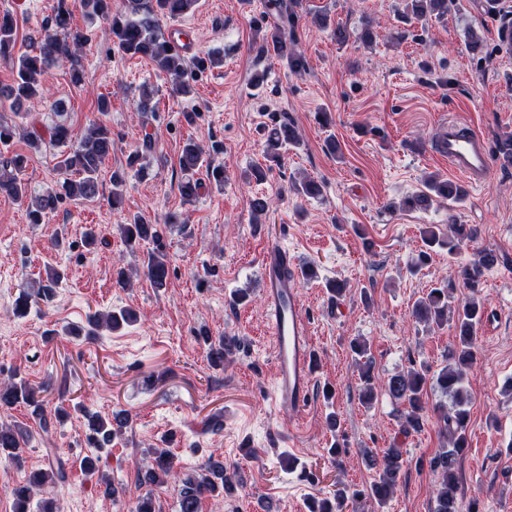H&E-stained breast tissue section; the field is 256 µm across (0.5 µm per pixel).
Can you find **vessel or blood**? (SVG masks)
I'll list each match as a JSON object with an SVG mask.
<instances>
[{
  "instance_id": "b4317fda",
  "label": "vessel or blood",
  "mask_w": 512,
  "mask_h": 512,
  "mask_svg": "<svg viewBox=\"0 0 512 512\" xmlns=\"http://www.w3.org/2000/svg\"><path fill=\"white\" fill-rule=\"evenodd\" d=\"M432 153L447 160L465 185L477 188L491 178L490 147L469 124L441 121L432 133ZM260 262L265 317L276 344L271 404L299 415L308 403L314 372L310 321L298 299L296 258L280 240L271 239Z\"/></svg>"
}]
</instances>
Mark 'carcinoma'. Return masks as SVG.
<instances>
[{
    "instance_id": "obj_1",
    "label": "carcinoma",
    "mask_w": 512,
    "mask_h": 512,
    "mask_svg": "<svg viewBox=\"0 0 512 512\" xmlns=\"http://www.w3.org/2000/svg\"><path fill=\"white\" fill-rule=\"evenodd\" d=\"M132 4L130 12H112V0H79L84 15L89 19L101 18L109 23L113 43L126 55L151 59L157 68L173 76L171 91L187 95L191 88L185 81L187 73L186 58L175 51L171 42L161 37L158 30L161 23L178 19L190 8L195 0H128ZM453 0H402V16L418 21L443 19ZM273 23L259 29L263 46L284 61L294 74L307 70V60L298 50L294 35L288 33L295 27L297 13L288 7L286 0H271ZM71 11L67 0H58L54 16L55 32L48 33L40 40L32 52L13 58L17 22L8 11L0 12V58L13 61L11 84L0 89V108H9L18 115L23 106L32 98L44 94L43 78L48 71L63 60L71 63V78L76 84L83 80L80 60L77 52L87 42L86 35L70 27ZM50 142L66 148L58 167L64 177L34 197L28 207V217L32 224L42 223L44 217L55 211L63 201L69 199H92L99 193V174L105 159L112 151V131L104 124H94L78 141H73L71 131L62 122H55L49 128ZM299 144L296 129L288 123L276 125L268 139L266 153L273 161L279 160V149L285 145ZM28 157L18 154L9 160L12 170H0V195L23 202L30 197L27 184L19 178L26 167ZM204 151L193 141L186 143L179 157V168L183 178L179 183L182 197L193 200L199 190L194 179L196 171L203 166ZM461 196L457 185L436 176L428 177L423 189L405 197L398 207L408 210H428L440 199H456ZM128 251L134 253L137 247L146 243L153 245L144 257V276L155 288H164L170 275V262L160 244V225L142 216H135L120 228ZM470 233L457 224L448 225V237L440 236L434 228L423 230L425 246L448 249V255L457 254L462 240ZM497 261V256L484 252L469 264L462 267L460 276L471 290L466 299L453 302L452 287L444 285L431 289L419 299L412 315L416 322L427 327H441L453 323L456 331L453 343L448 345L446 365L437 372L426 367L399 371L379 383L374 376L371 362L365 359L367 344L356 338L351 343L355 362L360 364L362 382L361 398L369 404L373 401L377 388L384 391L403 406L400 411L401 431L409 433L420 430L428 413L438 415L442 421V431L448 437L446 446L440 448L431 459V467L440 474L441 481L436 489V507L434 512H461L459 503L460 477L459 466L468 448L467 426L469 420V394L465 386L468 372L476 363L475 334L484 315L483 306L477 299V293L486 269ZM60 279L55 272L47 277V283L37 289L35 294L24 293L15 300L13 312L22 316L28 312L35 298L50 297ZM137 321V313L130 308L95 315L88 320L87 336H96L101 328L116 331L125 325ZM208 345L210 361L215 366L224 365L230 355L238 348V341L229 336H221L212 341L211 336L202 337ZM438 391L451 401V406L429 402L428 390ZM34 407V413L42 424H47V416L38 400L33 387L24 380L10 378L0 381V410L8 411L18 404ZM118 423L91 415L88 419L89 439L98 450L112 442L116 435L126 427L128 418L116 417ZM30 433L19 425L0 424V461L21 460L22 449L28 447ZM366 466L375 471L370 484L369 496L378 504H385L395 492L403 468L401 450L389 448L382 455L366 454ZM179 477L174 454L166 448H154L150 451L148 463L138 469L137 486L148 487V491L136 498L132 512H159L153 497L152 487H162ZM65 469L62 463L45 471L29 476L23 484L11 489L14 512H29L28 502L35 490L46 484L64 481ZM238 484L224 476V466L217 461L210 462L199 477L183 481L179 501V512H199L201 496L205 493L222 494L232 497ZM360 496V492L339 489L331 497H316L308 503L309 512H346L348 502Z\"/></svg>"
}]
</instances>
